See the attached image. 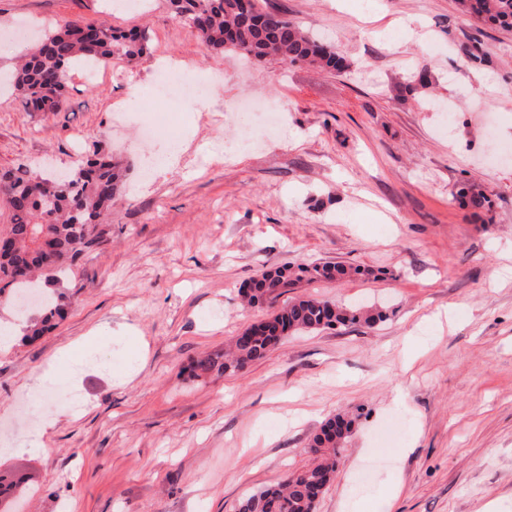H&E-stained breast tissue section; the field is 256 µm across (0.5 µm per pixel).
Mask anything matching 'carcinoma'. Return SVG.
<instances>
[{"label": "carcinoma", "instance_id": "1", "mask_svg": "<svg viewBox=\"0 0 512 512\" xmlns=\"http://www.w3.org/2000/svg\"><path fill=\"white\" fill-rule=\"evenodd\" d=\"M174 16L194 31L211 56L226 51L263 61L278 58L290 65H308L341 71L344 58L276 10L263 11L265 20L251 16L255 0H168ZM474 17L512 28V0H463ZM149 35L135 29L126 33L108 21L64 20L46 32L10 74L14 98L29 112L62 111L67 73L79 64H95L112 57L132 63L148 49ZM124 174L111 156L96 153L68 174L46 178L22 167L0 173V201L8 206L9 222L0 226V239L10 250L0 255V297H18L24 285H36L38 272L56 281L84 252L101 243L100 226L112 219V203ZM373 272L338 263L282 264L262 271L240 291L253 307H270L281 295L303 281H338ZM38 316L30 319L25 339L34 340L64 320L73 304L63 293L40 289ZM387 313L369 308H346L324 298L295 296L233 337L222 353L208 354L196 363L203 373L236 374L264 358L282 340L296 333L360 324L375 326ZM354 424L348 413L328 419L311 440L310 466L284 475L274 486L244 498L239 512H315L317 493L336 476V457Z\"/></svg>", "mask_w": 512, "mask_h": 512}]
</instances>
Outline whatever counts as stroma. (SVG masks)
Here are the masks:
<instances>
[{
	"label": "stroma",
	"instance_id": "obj_1",
	"mask_svg": "<svg viewBox=\"0 0 512 512\" xmlns=\"http://www.w3.org/2000/svg\"><path fill=\"white\" fill-rule=\"evenodd\" d=\"M369 2L261 0L334 45L350 64L336 73L207 56L167 0H0V33L106 19L150 35L137 64L71 70L62 112L0 96V170H68L78 132L127 168L102 243L60 283L67 318L0 345V470L30 476L25 512H237L307 466L311 437L346 411L316 512H512V162L498 157L512 29L461 0ZM172 58L217 87L144 99ZM238 101L282 105L284 127L232 113ZM249 135L260 146L239 149ZM186 139L183 162L154 175L149 160ZM319 261L378 276L302 294L388 320L290 335L241 374L194 376L264 317L242 304L245 282ZM49 369L38 409L29 387ZM70 389L81 412L52 396Z\"/></svg>",
	"mask_w": 512,
	"mask_h": 512
}]
</instances>
